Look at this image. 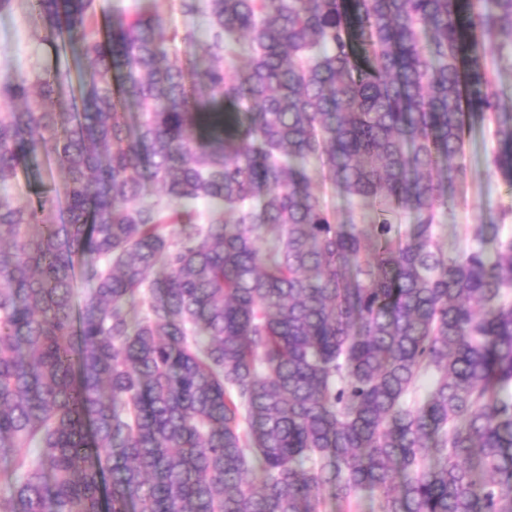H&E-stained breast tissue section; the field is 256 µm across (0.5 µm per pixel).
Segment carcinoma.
<instances>
[{"mask_svg":"<svg viewBox=\"0 0 512 512\" xmlns=\"http://www.w3.org/2000/svg\"><path fill=\"white\" fill-rule=\"evenodd\" d=\"M28 6L87 74L0 81V512H512V239L436 233L470 113L512 185V0ZM488 67L495 75V81L499 91L508 97L512 94V68L507 61L499 62L497 49L488 56ZM52 173L54 180L56 182H60L61 176L58 171L55 168L51 170L44 160L39 161L35 167L21 171L18 175V180L12 189L15 198L20 203L35 201L36 190L42 184H48L52 181Z\"/></svg>","mask_w":512,"mask_h":512,"instance_id":"carcinoma-1","label":"carcinoma"}]
</instances>
